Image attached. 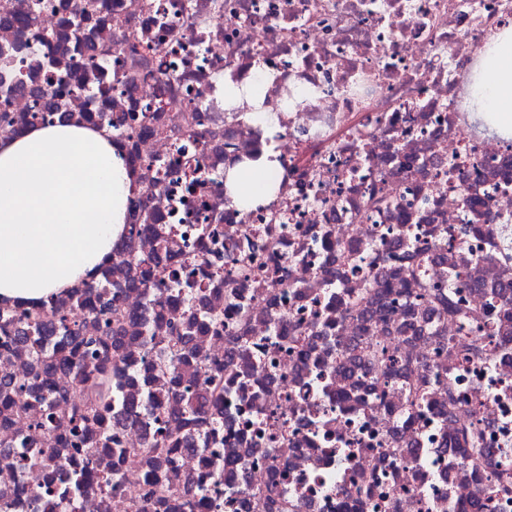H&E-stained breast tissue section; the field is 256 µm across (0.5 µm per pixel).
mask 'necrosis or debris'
Returning a JSON list of instances; mask_svg holds the SVG:
<instances>
[{
  "mask_svg": "<svg viewBox=\"0 0 512 512\" xmlns=\"http://www.w3.org/2000/svg\"><path fill=\"white\" fill-rule=\"evenodd\" d=\"M512 23V0H0L5 135L33 114L106 127L148 206L128 221L164 225L178 278L220 314L199 356L236 353L224 418L207 444L176 447L159 473L192 477L200 512H270L280 480L288 512H512V338L495 290L512 270V139L476 127L466 78L489 34ZM280 107L268 140L248 103L224 101L223 78L253 64ZM275 143L280 189L260 209L230 206L227 167ZM387 206L371 209V198ZM205 254L212 274L192 259ZM462 312H443L434 288ZM247 345H239L241 335ZM39 406L0 420V483L43 487L19 455L38 445ZM474 431V454L461 430ZM150 435L129 448L69 451L67 466L118 469L128 496L147 473ZM246 449L234 483L210 462ZM117 512L104 488L29 510Z\"/></svg>",
  "mask_w": 512,
  "mask_h": 512,
  "instance_id": "obj_1",
  "label": "necrosis or debris"
}]
</instances>
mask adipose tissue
Instances as JSON below:
<instances>
[{
	"mask_svg": "<svg viewBox=\"0 0 512 512\" xmlns=\"http://www.w3.org/2000/svg\"><path fill=\"white\" fill-rule=\"evenodd\" d=\"M468 109L490 133L512 138V25L481 49ZM280 153L227 169V197L241 210L276 196ZM140 186L111 137L80 124L0 136V305H37L99 278L124 233Z\"/></svg>",
	"mask_w": 512,
	"mask_h": 512,
	"instance_id": "ef3b65f1",
	"label": "adipose tissue"
}]
</instances>
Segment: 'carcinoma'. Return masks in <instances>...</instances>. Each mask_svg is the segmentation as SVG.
Returning a JSON list of instances; mask_svg holds the SVG:
<instances>
[{
  "label": "carcinoma",
  "mask_w": 512,
  "mask_h": 512,
  "mask_svg": "<svg viewBox=\"0 0 512 512\" xmlns=\"http://www.w3.org/2000/svg\"><path fill=\"white\" fill-rule=\"evenodd\" d=\"M114 254L134 269L128 287L141 289L149 300V307L164 303L162 285L164 274L171 259L158 253L149 260V269H142V261L135 257L131 238L115 248ZM100 277L74 288L67 297H51L42 307L54 315L47 323L40 314L28 306L17 304L0 306V366L12 358V342L17 340L31 346L36 372L31 379L13 381L0 380V416L7 419L19 415L31 402L41 407L37 426L46 430L37 449L24 454L29 463L48 472L61 473L65 467V451L71 445H96L109 448L112 454L122 458L136 453L152 468H159L168 461L169 446L184 443L188 447L202 444L209 435L210 419L223 414L217 407L224 391V370L234 369V359L224 364H213L203 357L192 354V340L202 314L195 296L196 283L186 280L180 283L188 307V316L179 325L156 326L130 311H125L112 295V288ZM88 304L95 311L100 323L99 334L85 335L80 324L69 317L73 304ZM138 328L137 339L144 352L148 367L154 378L160 380L172 373H180L190 383V388L179 393L185 401L187 424L192 430L186 439L157 432L156 439L143 448H121L116 437L99 434L102 410L112 407V380L102 377L95 384L97 393L92 398L80 400L78 392L86 388L93 361H112L115 377L123 375L126 331ZM158 422V406L147 409L133 401L119 403L116 407L114 427L127 424ZM94 481V474L86 469L82 473L67 476V489L71 494L86 490ZM182 502L186 512H194L192 480L186 479L184 486L171 490L157 480L150 481L139 500L129 503V512H160L173 502Z\"/></svg>",
  "instance_id": "cac0c4a2"
}]
</instances>
